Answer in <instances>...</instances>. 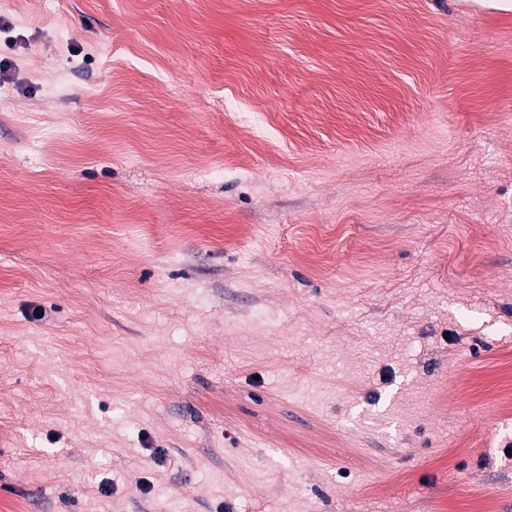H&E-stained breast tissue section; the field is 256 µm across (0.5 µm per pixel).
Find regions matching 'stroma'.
<instances>
[{
    "label": "stroma",
    "mask_w": 512,
    "mask_h": 512,
    "mask_svg": "<svg viewBox=\"0 0 512 512\" xmlns=\"http://www.w3.org/2000/svg\"><path fill=\"white\" fill-rule=\"evenodd\" d=\"M0 59V507L512 512V0H0Z\"/></svg>",
    "instance_id": "35a3bbf8"
}]
</instances>
